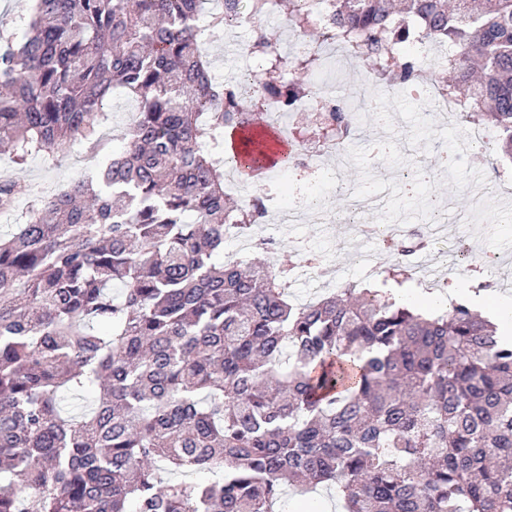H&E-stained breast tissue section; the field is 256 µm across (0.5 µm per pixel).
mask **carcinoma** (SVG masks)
Returning <instances> with one entry per match:
<instances>
[{"mask_svg": "<svg viewBox=\"0 0 512 512\" xmlns=\"http://www.w3.org/2000/svg\"><path fill=\"white\" fill-rule=\"evenodd\" d=\"M284 1L321 44L306 0ZM204 2L34 0L0 44L18 163L98 144L117 89L140 104L120 152L0 234V512H275L286 481L333 488L343 512H512V343L468 302L427 315L350 284L296 303L294 267L224 262L225 226L267 207L262 188L224 191V131L269 96L310 98L322 58L296 64L259 31L253 97L226 94L189 25ZM335 2L336 48L377 82L420 78L400 51L416 30L448 47L454 78L434 86L512 162V0ZM269 10L224 0L210 24ZM330 121L312 133L348 144L360 115ZM28 195L0 179L1 203Z\"/></svg>", "mask_w": 512, "mask_h": 512, "instance_id": "1", "label": "carcinoma"}]
</instances>
